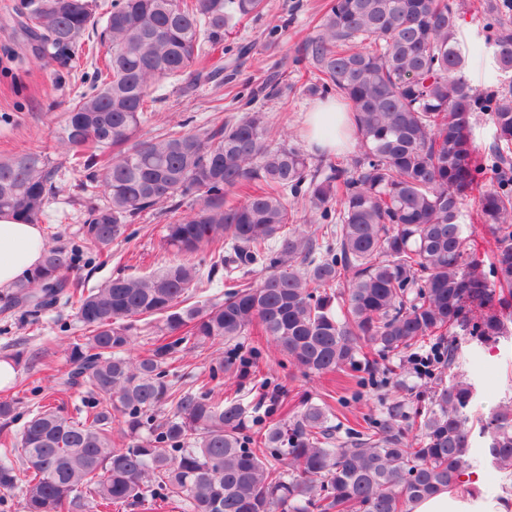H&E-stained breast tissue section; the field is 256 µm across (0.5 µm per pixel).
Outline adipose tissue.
<instances>
[{
  "label": "adipose tissue",
  "mask_w": 512,
  "mask_h": 512,
  "mask_svg": "<svg viewBox=\"0 0 512 512\" xmlns=\"http://www.w3.org/2000/svg\"><path fill=\"white\" fill-rule=\"evenodd\" d=\"M348 119L336 103H319L308 119V139L320 152L331 154L346 146L338 129ZM46 247L41 225L23 224L7 213L0 214V290L11 288L40 265Z\"/></svg>",
  "instance_id": "1"
}]
</instances>
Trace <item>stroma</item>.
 Here are the masks:
<instances>
[{
	"instance_id": "35a3bbf8",
	"label": "stroma",
	"mask_w": 512,
	"mask_h": 512,
	"mask_svg": "<svg viewBox=\"0 0 512 512\" xmlns=\"http://www.w3.org/2000/svg\"><path fill=\"white\" fill-rule=\"evenodd\" d=\"M329 0H265L260 17L248 20L224 35V65L230 79L208 84L195 95H184L178 82H168L156 105L155 117L142 128L146 137L157 135L180 121L198 129L222 121L237 120L249 109L265 113L273 143L288 142L312 160L321 154L308 143L304 120L315 106L316 97L304 90V80L292 63L298 48L314 35ZM479 0H464L460 20V45L466 60L465 75L480 89H498L512 83V74L498 70L488 42L482 15L474 12ZM24 0H0V157L43 144L61 124L72 99L88 89L89 76L101 48L78 62L62 64L51 59L49 50L26 38L18 21ZM277 37H270L271 26ZM251 45L245 57H237L238 45ZM287 73L288 82L279 96L250 99L249 91L277 73ZM58 191L41 219L50 244H80L83 224L91 199L80 192L81 172L72 170L61 157ZM170 214L160 206L130 224L128 240L112 246V260L103 264L95 255H84L77 271L95 286L113 276H144L156 272L174 255L163 242ZM80 324L70 307L61 305L32 316L22 311L0 312V356H19L16 377L7 396L18 408L19 421L41 396L53 392L66 370V351L81 336ZM461 370L475 383L477 393L470 407L471 418L488 415L504 401L512 399V336L483 347L465 334H457ZM224 359L222 390L252 402L260 383L278 391L289 410H298L301 401H327L341 417H376L381 399L403 397L416 401L414 393L395 388L381 379L374 385L356 383L342 372L307 374L289 362L276 348H263L256 336L248 335L227 343L214 341L194 350L176 352L168 365L169 378L184 388L197 387L208 375L210 360ZM472 468L488 473L484 486L493 504L512 508V473L489 468L481 449L485 436L473 432Z\"/></svg>"
}]
</instances>
